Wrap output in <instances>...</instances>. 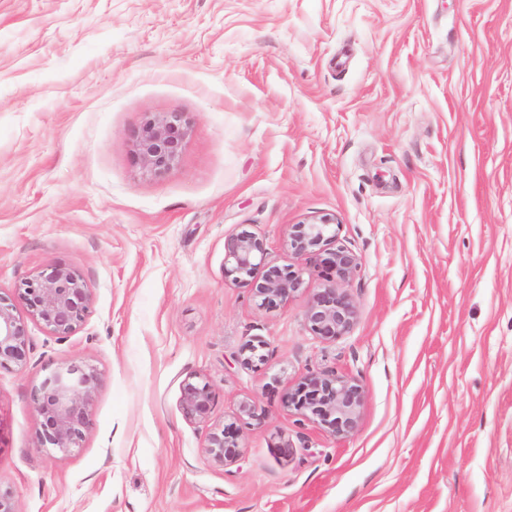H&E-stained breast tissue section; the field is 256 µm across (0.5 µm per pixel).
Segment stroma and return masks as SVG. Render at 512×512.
Returning a JSON list of instances; mask_svg holds the SVG:
<instances>
[{"label":"stroma","mask_w":512,"mask_h":512,"mask_svg":"<svg viewBox=\"0 0 512 512\" xmlns=\"http://www.w3.org/2000/svg\"><path fill=\"white\" fill-rule=\"evenodd\" d=\"M149 112L191 122L155 178ZM322 215L359 260L334 340L305 321L319 258L286 246ZM244 229L303 278L276 310L224 277ZM53 265L93 305L0 369L19 512H512V0H0V293ZM69 358L98 391L82 447L49 454L30 395ZM325 371L364 390L344 438L282 401ZM213 401L210 384L204 380H186L182 385L180 407L189 421L206 419ZM239 448V435L232 424L207 435L205 450L218 463L227 465L236 462L240 456Z\"/></svg>","instance_id":"35a3bbf8"}]
</instances>
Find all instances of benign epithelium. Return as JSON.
I'll list each match as a JSON object with an SVG mask.
<instances>
[{
  "label": "benign epithelium",
  "instance_id": "benign-epithelium-1",
  "mask_svg": "<svg viewBox=\"0 0 512 512\" xmlns=\"http://www.w3.org/2000/svg\"><path fill=\"white\" fill-rule=\"evenodd\" d=\"M189 123L181 112H149L145 115L136 143L137 163L145 176H160L174 168L180 159ZM288 249L297 254L321 257L327 279L315 289L307 310L310 332L322 339L346 335L353 327L357 310L339 285L357 271V256L337 243L336 219L321 216L288 230ZM224 277L247 287L265 310L277 308L298 291L303 280L286 268L267 260L262 239L247 230L230 237L224 244ZM27 317L16 311L14 299L0 295V369H22L30 348L27 319L43 323L64 340L84 322L93 296L83 277L74 269L55 266L39 272L15 288ZM265 342H247L240 355L245 366L265 361ZM98 390L94 367L66 359L31 394L32 406L41 419L36 447L68 454L81 447L90 427V409ZM213 401L210 384L186 380L182 385L180 407L189 421L206 419ZM288 406L327 433L345 437L357 427L363 403L362 387L335 374H311L288 393ZM205 450L216 462L231 464L240 456L239 435L234 426L215 429L207 435Z\"/></svg>",
  "mask_w": 512,
  "mask_h": 512
}]
</instances>
